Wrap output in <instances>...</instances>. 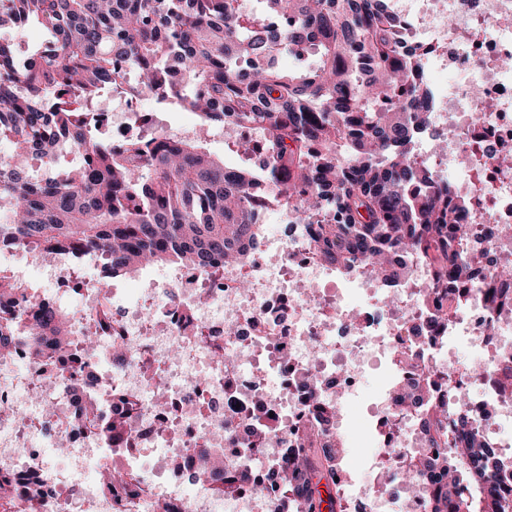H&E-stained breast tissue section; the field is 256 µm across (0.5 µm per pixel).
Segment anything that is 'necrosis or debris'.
Masks as SVG:
<instances>
[{
    "label": "necrosis or debris",
    "mask_w": 512,
    "mask_h": 512,
    "mask_svg": "<svg viewBox=\"0 0 512 512\" xmlns=\"http://www.w3.org/2000/svg\"><path fill=\"white\" fill-rule=\"evenodd\" d=\"M392 3L412 44H428L424 68L451 76L433 89L424 135L454 129L440 173L453 177L489 229L472 247L491 261L448 329L418 343L409 333L422 294L438 286L432 269L416 268L393 299L360 272L338 278L318 260L307 225L268 193L262 209L276 218L246 265L206 276L188 266L148 274L131 301L122 289L101 287L100 254H44L42 284L15 299L13 349L0 356V478L18 487L8 512H153L159 501L170 512H278L285 445L309 427L341 438L365 365L377 355L405 384L429 369L446 375L436 401L463 394L472 416L492 408L512 419L492 359L495 349L512 347V306L490 310L480 289L502 264L512 265V68L503 65L512 58V0ZM94 109L113 142L134 130L155 133L137 99L116 96ZM31 302L67 315L79 359L59 351L55 337L34 335ZM462 343L481 374L460 366ZM321 406L335 417L322 421ZM373 416L389 454L364 483L343 481L346 512H390L396 501L403 512H428L425 493L399 478L410 462L411 416L386 391ZM92 417L119 420L122 430H90ZM247 447L258 449V461L244 457ZM202 457L238 475L233 493L216 498L207 477L183 476L185 462ZM108 468L124 483L106 484Z\"/></svg>",
    "instance_id": "obj_1"
}]
</instances>
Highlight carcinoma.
<instances>
[{
  "instance_id": "carcinoma-1",
  "label": "carcinoma",
  "mask_w": 512,
  "mask_h": 512,
  "mask_svg": "<svg viewBox=\"0 0 512 512\" xmlns=\"http://www.w3.org/2000/svg\"><path fill=\"white\" fill-rule=\"evenodd\" d=\"M242 14L233 0H0V29L37 20L51 53L23 63L0 37V136L14 154L0 164V239L37 255L104 256L102 286L132 274L138 261L190 265L207 275L242 266L262 242L257 202L272 187L284 206L305 215L321 260L362 268L381 284L409 274L415 256L447 283L423 298L428 317L448 326L449 304L476 279L482 256L464 250L471 225L465 197L433 174L418 151L433 92L420 52L389 0H260ZM308 51L292 71L273 51ZM148 93L165 111L194 113L200 129L252 128L263 139L260 171L235 168L204 147L199 134L171 140L133 132L119 147L81 109L105 92ZM66 133L89 158L64 177L37 179L29 156L56 162ZM18 289L0 270V352L13 340L10 299ZM512 304V273L488 293ZM39 334L69 345L61 316L34 309ZM498 389L512 392V355L496 365ZM421 448H445L448 480L429 492L431 512H512V464L492 437L473 430L463 399L459 431L448 407L412 399ZM427 455L405 478L427 487ZM337 477L326 448H306L279 480L288 501L279 512H315L322 474Z\"/></svg>"
}]
</instances>
